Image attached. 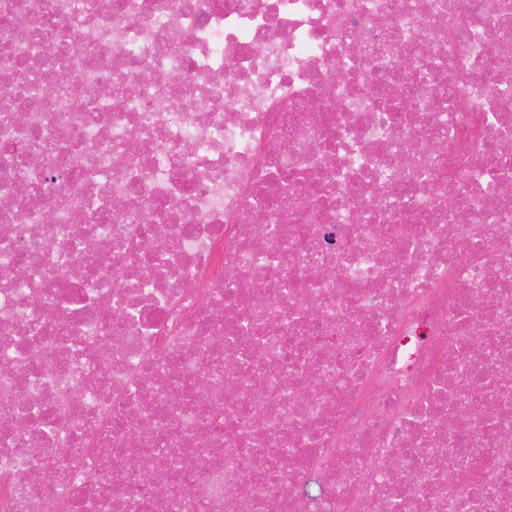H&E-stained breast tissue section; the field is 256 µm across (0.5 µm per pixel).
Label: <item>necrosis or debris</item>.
Instances as JSON below:
<instances>
[{"label": "necrosis or debris", "instance_id": "necrosis-or-debris-1", "mask_svg": "<svg viewBox=\"0 0 512 512\" xmlns=\"http://www.w3.org/2000/svg\"><path fill=\"white\" fill-rule=\"evenodd\" d=\"M510 144L512 0H0V512H512Z\"/></svg>", "mask_w": 512, "mask_h": 512}]
</instances>
